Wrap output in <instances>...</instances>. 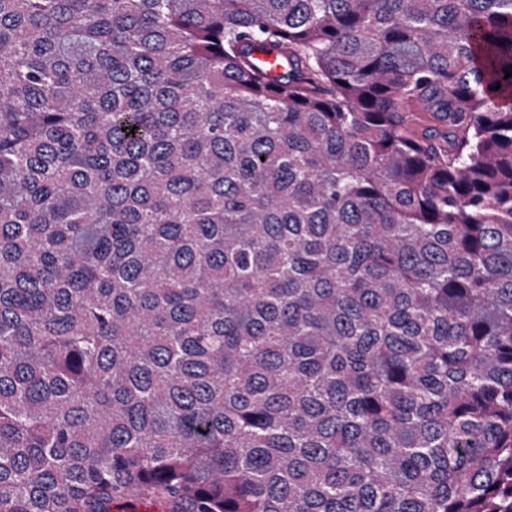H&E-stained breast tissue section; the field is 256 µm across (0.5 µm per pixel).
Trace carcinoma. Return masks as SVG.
<instances>
[{"instance_id": "cac0c4a2", "label": "carcinoma", "mask_w": 512, "mask_h": 512, "mask_svg": "<svg viewBox=\"0 0 512 512\" xmlns=\"http://www.w3.org/2000/svg\"><path fill=\"white\" fill-rule=\"evenodd\" d=\"M507 72L512 0H0V512H512Z\"/></svg>"}]
</instances>
